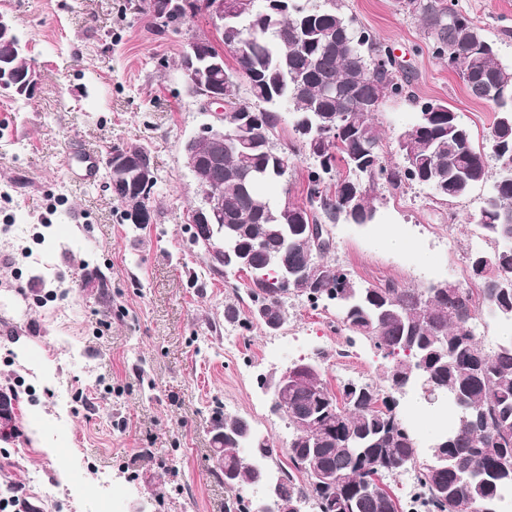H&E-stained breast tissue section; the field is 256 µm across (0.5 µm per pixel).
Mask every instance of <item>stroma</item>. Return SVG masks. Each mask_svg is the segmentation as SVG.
Wrapping results in <instances>:
<instances>
[{
	"label": "stroma",
	"mask_w": 512,
	"mask_h": 512,
	"mask_svg": "<svg viewBox=\"0 0 512 512\" xmlns=\"http://www.w3.org/2000/svg\"><path fill=\"white\" fill-rule=\"evenodd\" d=\"M127 3L0 0L39 73L32 98L0 95V388L21 410L15 437L0 441V507L97 512L103 498L112 512H225L230 493L212 459L220 420H251L279 450L265 461L271 475H283L288 422L269 412L258 380L318 351L333 392L364 377L397 396V416L428 457L436 429L417 416L421 390L392 393L371 346L349 345L335 306L290 298L271 333L225 321V302L246 318L249 301L237 275L211 271L186 222L197 192L182 146L211 120L176 64L196 28L158 33ZM458 4L512 64V0ZM343 11L414 75L405 96L380 107L389 161L400 163L395 139L421 101L457 108L486 144L492 107L432 57L398 0H343ZM130 143L157 169L158 216L144 229L122 220L106 172L86 180L63 165L76 144L103 157ZM490 189L448 201L417 185L384 191L374 223L336 224L331 258L366 286L468 283L470 253L490 248L474 220ZM388 227L412 248H376ZM88 266L106 275L105 289L83 287ZM230 334L241 343L228 355Z\"/></svg>",
	"instance_id": "35a3bbf8"
}]
</instances>
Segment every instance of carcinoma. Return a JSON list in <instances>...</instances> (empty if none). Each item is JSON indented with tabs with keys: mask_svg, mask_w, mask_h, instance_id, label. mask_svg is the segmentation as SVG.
<instances>
[{
	"mask_svg": "<svg viewBox=\"0 0 512 512\" xmlns=\"http://www.w3.org/2000/svg\"><path fill=\"white\" fill-rule=\"evenodd\" d=\"M230 16L209 46L216 66L202 74L205 90L224 93L225 109L241 114L237 138L224 145L213 165V184L224 195L225 266L247 263L252 322L267 327L263 311L283 326L288 298L297 293L313 306L333 303L349 343L359 339L384 360L393 383L401 371L422 374L429 403L446 399L455 410L450 431L432 449L430 472L422 466L412 433L392 413L380 387L348 383L341 397L328 388L317 358L300 360L306 370L281 405L292 429L287 454L301 473L299 484L280 479L288 502L302 508L307 495L317 512H408L388 480L408 466L418 468L422 512H454L459 501L476 512H499L501 492L512 489V337L488 351L474 324L485 312L512 323V66L502 63L494 44L456 0H400L417 21L431 55L455 71L473 100L491 105L495 118L488 135L491 153L474 144L464 113L439 101L421 104L416 121L396 138L402 162L390 164L376 116L383 101L406 94L410 75L393 60H378L389 47L341 12L339 0H230ZM210 0H181L161 25L178 32L191 21L210 23ZM8 59L0 65L18 77L28 72L26 41L13 29ZM236 60L228 66L225 54ZM249 83L252 101L239 97V78ZM287 106L292 128L313 160L307 173V202H286L264 188L288 177L295 147L274 142ZM496 167H491L489 158ZM261 168L256 180L251 170ZM492 182V194L476 216L494 267L480 268L469 257L471 281L459 297L454 289L383 288L359 284L344 267L325 260L336 248V223L372 224L376 191L405 185L429 188L438 200L466 196ZM306 224L325 226L321 242L307 237ZM323 268L321 287L308 268ZM311 419L319 426H305ZM249 443L264 457L275 454L269 441L254 435L250 421L224 415V444L214 458L218 469L235 474L226 512H252L249 492L258 488L240 462ZM336 476L325 483L306 469L310 460Z\"/></svg>",
	"mask_w": 512,
	"mask_h": 512,
	"instance_id": "obj_1",
	"label": "carcinoma"
}]
</instances>
